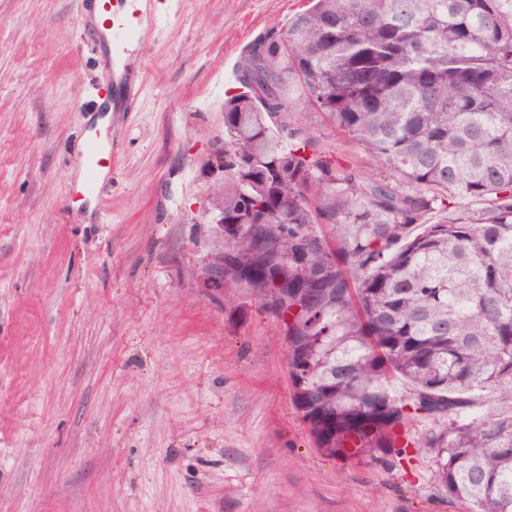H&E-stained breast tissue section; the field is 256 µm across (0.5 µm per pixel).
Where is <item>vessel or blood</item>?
<instances>
[{
    "instance_id": "obj_1",
    "label": "vessel or blood",
    "mask_w": 512,
    "mask_h": 512,
    "mask_svg": "<svg viewBox=\"0 0 512 512\" xmlns=\"http://www.w3.org/2000/svg\"><path fill=\"white\" fill-rule=\"evenodd\" d=\"M94 9L102 16L95 29L97 40L110 43L112 53L106 62L105 73L113 90L124 91L125 100L138 98L142 85L132 79L134 49L145 47L155 24L153 0H92ZM125 100H113L112 109L124 111ZM87 171L81 187L84 194H98L100 173L111 170L116 152L109 134H99L86 144Z\"/></svg>"
}]
</instances>
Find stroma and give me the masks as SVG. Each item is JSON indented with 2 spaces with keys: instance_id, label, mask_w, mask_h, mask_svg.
Returning a JSON list of instances; mask_svg holds the SVG:
<instances>
[{
  "instance_id": "35a3bbf8",
  "label": "stroma",
  "mask_w": 512,
  "mask_h": 512,
  "mask_svg": "<svg viewBox=\"0 0 512 512\" xmlns=\"http://www.w3.org/2000/svg\"><path fill=\"white\" fill-rule=\"evenodd\" d=\"M307 0H154L144 90L104 114L82 0H0V512H466L410 463L317 448L280 321L203 288L226 61ZM108 121L115 166L73 199ZM318 152L377 171L316 112Z\"/></svg>"
}]
</instances>
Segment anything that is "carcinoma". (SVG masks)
Returning <instances> with one entry per match:
<instances>
[{
    "label": "carcinoma",
    "instance_id": "cac0c4a2",
    "mask_svg": "<svg viewBox=\"0 0 512 512\" xmlns=\"http://www.w3.org/2000/svg\"><path fill=\"white\" fill-rule=\"evenodd\" d=\"M236 84L209 185L224 293L311 294L285 335L318 448H427L448 498L512 512V0H310ZM305 107L389 176L320 156ZM418 418L435 427L413 442Z\"/></svg>",
    "mask_w": 512,
    "mask_h": 512
}]
</instances>
